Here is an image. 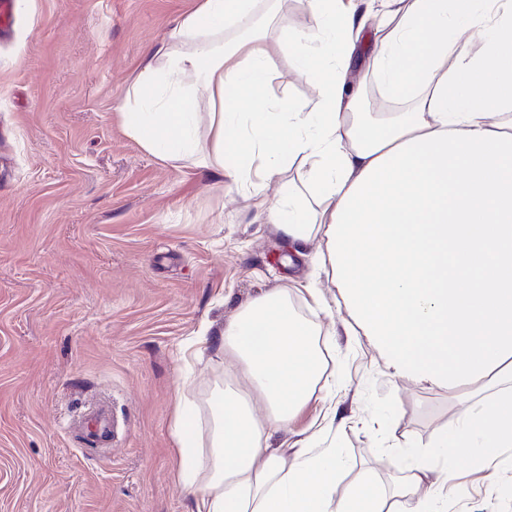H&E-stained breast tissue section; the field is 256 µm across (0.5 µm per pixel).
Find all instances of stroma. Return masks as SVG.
<instances>
[{
    "mask_svg": "<svg viewBox=\"0 0 512 512\" xmlns=\"http://www.w3.org/2000/svg\"><path fill=\"white\" fill-rule=\"evenodd\" d=\"M194 2L15 0L0 40V512H192L177 398L195 405L207 447L213 399L244 382L218 346L196 358L187 344L274 288L327 333L317 400L271 441L317 432V447L346 461L337 495L361 480L391 494L468 403L393 375L319 274L316 243L295 254L250 187L190 158L160 160L125 131L117 108L136 65ZM317 25L304 0L274 17L266 98H316L280 41ZM311 286L330 314L314 310ZM103 402L117 428L92 449L74 423ZM456 467L469 495L449 496L447 512H512V466L463 456Z\"/></svg>",
    "mask_w": 512,
    "mask_h": 512,
    "instance_id": "1",
    "label": "stroma"
}]
</instances>
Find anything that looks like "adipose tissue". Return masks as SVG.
Returning a JSON list of instances; mask_svg holds the SVG:
<instances>
[{
	"instance_id": "ef3b65f1",
	"label": "adipose tissue",
	"mask_w": 512,
	"mask_h": 512,
	"mask_svg": "<svg viewBox=\"0 0 512 512\" xmlns=\"http://www.w3.org/2000/svg\"><path fill=\"white\" fill-rule=\"evenodd\" d=\"M390 2L364 65L391 91L418 90L416 111L359 116L349 76L370 0H307L317 28L287 32L282 45L319 94L297 101L261 98L277 71L262 33L217 39L255 0H197L169 48L139 66L123 124L160 159L201 153L211 175L255 189L300 159L305 189L257 205L295 248L318 241V269L388 368L451 394L484 379L501 387L439 435L444 467L416 460L390 500L359 487L337 495L335 449L314 453L307 432L288 449L269 444L324 368L317 331L287 291L257 295L215 337L240 362L254 403L225 390L205 453L193 407L177 402L179 482L193 512H445L457 454L489 468L496 449L512 447V0Z\"/></svg>"
}]
</instances>
